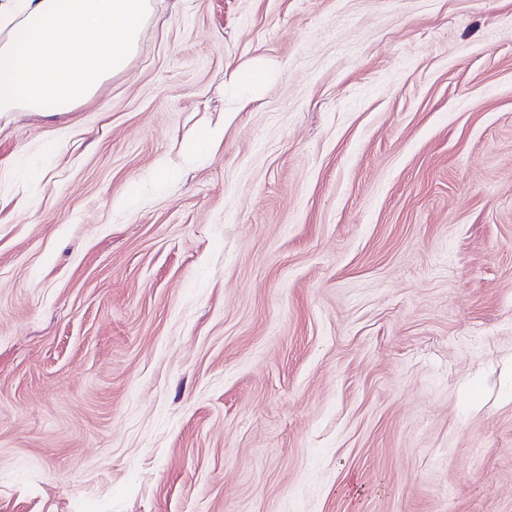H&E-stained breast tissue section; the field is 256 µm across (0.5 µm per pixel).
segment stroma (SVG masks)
Wrapping results in <instances>:
<instances>
[{"label":"stroma","mask_w":512,"mask_h":512,"mask_svg":"<svg viewBox=\"0 0 512 512\" xmlns=\"http://www.w3.org/2000/svg\"><path fill=\"white\" fill-rule=\"evenodd\" d=\"M0 512H512V0H152L1 116Z\"/></svg>","instance_id":"1"}]
</instances>
